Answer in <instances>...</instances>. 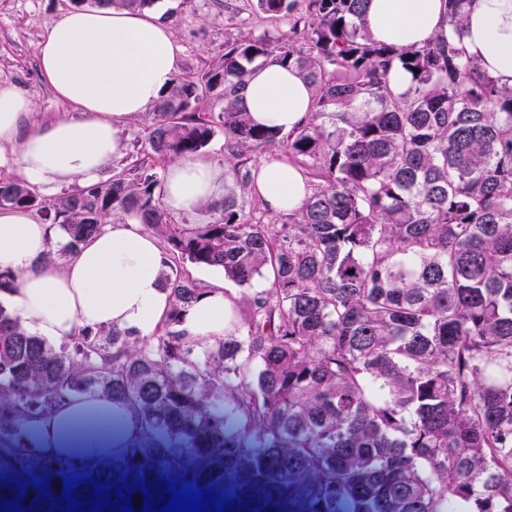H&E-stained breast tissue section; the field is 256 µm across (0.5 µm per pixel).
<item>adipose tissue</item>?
I'll return each mask as SVG.
<instances>
[{
	"instance_id": "ef3b65f1",
	"label": "adipose tissue",
	"mask_w": 512,
	"mask_h": 512,
	"mask_svg": "<svg viewBox=\"0 0 512 512\" xmlns=\"http://www.w3.org/2000/svg\"><path fill=\"white\" fill-rule=\"evenodd\" d=\"M463 46L488 74L512 87V0H470ZM368 32L378 42L406 48L448 31L445 0H368ZM181 47L169 24L149 14L113 7L72 8L37 46L41 79L74 114L42 121L22 90L0 78V168L46 192L92 183L118 158L129 123L155 108L173 84ZM313 89L298 70L271 58L250 67L240 108L254 123L290 132L311 112ZM228 174L195 157L172 162L163 201L187 215L220 206ZM256 196L274 215L301 209L308 194L301 169L273 156L255 172ZM135 214L104 224L64 262L46 252L63 243L59 225L32 211L0 208V271L17 274L15 289L0 292L22 325L59 342L89 327L116 328L148 338L170 311L161 272L169 256ZM235 319L223 283L214 282L189 309L181 331L193 339L223 335ZM140 434L129 406L99 392L71 397L40 423V445L77 462H95Z\"/></svg>"
}]
</instances>
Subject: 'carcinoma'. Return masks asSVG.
Masks as SVG:
<instances>
[{"mask_svg": "<svg viewBox=\"0 0 512 512\" xmlns=\"http://www.w3.org/2000/svg\"><path fill=\"white\" fill-rule=\"evenodd\" d=\"M296 2L257 0L288 31L226 42L222 62L174 81L145 136L163 159L199 155L215 125L193 109L218 97L237 184L241 159L275 145L312 168L294 223L252 224L226 190L212 223L171 224L142 163L50 207L0 183V207L61 224L57 260L137 213L170 255L243 287L237 322L201 341L176 326L204 288L176 271L149 339L84 329L56 347L0 304V499L25 483L23 505L41 493L62 512L67 476L84 479L75 498L172 481L231 498L225 512H512V87L463 48L469 0H446L448 35L405 49L371 38L366 0H309L304 16ZM270 57L315 89L289 134L237 104ZM395 67L411 77L401 94ZM96 391L128 404L140 438L92 464L39 453L35 424Z\"/></svg>", "mask_w": 512, "mask_h": 512, "instance_id": "obj_1", "label": "carcinoma"}]
</instances>
